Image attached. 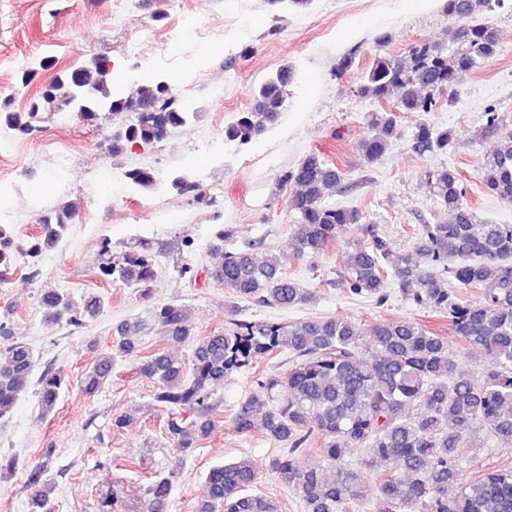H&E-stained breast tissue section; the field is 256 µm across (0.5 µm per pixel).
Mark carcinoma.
I'll use <instances>...</instances> for the list:
<instances>
[{
    "instance_id": "1",
    "label": "carcinoma",
    "mask_w": 512,
    "mask_h": 512,
    "mask_svg": "<svg viewBox=\"0 0 512 512\" xmlns=\"http://www.w3.org/2000/svg\"><path fill=\"white\" fill-rule=\"evenodd\" d=\"M500 0H447L448 15L468 17L481 8L492 9ZM499 53V38L490 25L471 21L452 28L448 42L412 46L401 58L374 59L357 93L388 102L392 108L367 113L368 133L359 148L367 164L377 162L392 141L401 136L402 112L427 114L437 110L439 99H453L457 85L482 62ZM298 73L280 68L251 92V107L224 127V141L244 145L278 121L289 87ZM136 121L116 130L113 139L129 144L159 142L186 125L191 110L182 95L165 80L147 79L139 89ZM74 111L88 123L100 113L128 111L127 98L110 84L107 61L91 57L55 78L26 112L0 110L3 125L21 135L34 130L39 111ZM483 132L497 137L494 151L480 163L485 191L512 205V129L502 127L496 106L485 110ZM459 140L451 126L428 121L411 132L413 150L420 154H446ZM129 182L140 188L154 185L148 168L128 171ZM281 181L293 187L288 208L296 215L294 253L315 258L336 241L340 230L352 226L356 243L342 253L344 275L336 287L347 296L371 298L382 304L388 289L396 286L408 303L448 319L459 345L469 355L484 359L475 376L448 351V339L427 324L406 318L369 324L339 317L300 321H234L225 333L206 337L186 363L167 351L143 357L140 373L158 383L155 400L176 409L168 419L169 432L178 446L194 442L216 426L209 404V387L234 371L253 368L262 356L286 355L291 365L284 374L260 373L262 395L251 396L232 416L234 428L249 431L254 412L266 405L263 428L269 439L285 445L269 460L268 469L295 487L305 512H347L349 504L363 500L369 490L366 477L350 468L346 459L364 455L375 470L372 481L378 512H512V459L483 464L482 448L512 444V224H492L478 219L464 203L460 175L446 167L427 174V185L448 222L435 224L423 216L414 225L416 254L422 268L407 255L392 257L387 239L360 212L325 200V192L340 186L341 171L321 153L312 152L285 171ZM183 193L205 199L196 181L174 179ZM75 202L66 203L40 220V233L28 248L38 254L57 244L68 223L78 213ZM224 247L219 260L206 269V277L234 296L261 306L289 309L311 298L283 270L280 258L256 241L238 244L236 231L225 226L215 233ZM13 236L0 225V278L15 263ZM155 259L146 245L114 256L102 273L115 285H135L149 292L155 279ZM473 291V301L459 298ZM52 323L80 325L67 296H44ZM167 340L190 339L184 310L163 304L154 310ZM141 328L127 321L116 328L109 352L100 356L87 373L83 390L98 391L112 374L118 355L134 352L131 337ZM371 355L361 357L363 345ZM35 361L32 351L16 342L0 358V418L7 416L27 388ZM63 379L53 365L43 366L37 385L40 404L51 411L62 390ZM319 441L321 461L305 467L299 458ZM477 463L478 475L459 483L463 465ZM47 464L34 465L26 489L31 512L46 507L52 485ZM256 469L249 460L210 468L204 478L197 512H279L271 499L249 493ZM172 491L171 477L157 476L148 484L150 510L163 512Z\"/></svg>"
}]
</instances>
